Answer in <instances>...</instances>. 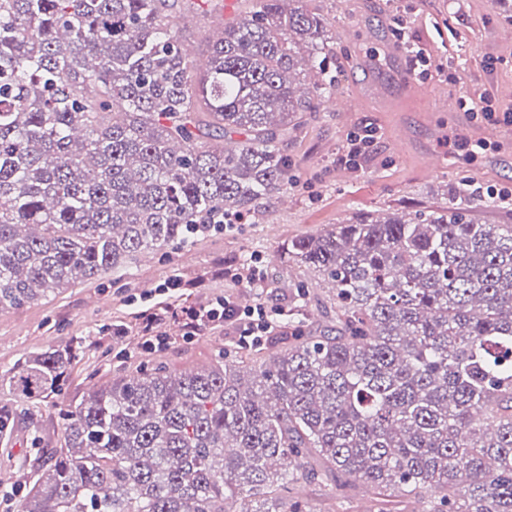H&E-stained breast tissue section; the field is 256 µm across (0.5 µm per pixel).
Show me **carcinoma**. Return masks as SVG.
<instances>
[{"instance_id":"obj_1","label":"carcinoma","mask_w":512,"mask_h":512,"mask_svg":"<svg viewBox=\"0 0 512 512\" xmlns=\"http://www.w3.org/2000/svg\"><path fill=\"white\" fill-rule=\"evenodd\" d=\"M182 0H0V311L250 213L333 91L308 0H251L197 69ZM212 135L222 143L201 145ZM335 322L180 374L119 375L64 415L21 512H512V224L470 208L359 214L288 241ZM75 353L0 384L39 403Z\"/></svg>"}]
</instances>
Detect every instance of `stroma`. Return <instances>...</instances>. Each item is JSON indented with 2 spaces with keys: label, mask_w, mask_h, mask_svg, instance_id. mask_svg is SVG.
<instances>
[{
  "label": "stroma",
  "mask_w": 512,
  "mask_h": 512,
  "mask_svg": "<svg viewBox=\"0 0 512 512\" xmlns=\"http://www.w3.org/2000/svg\"><path fill=\"white\" fill-rule=\"evenodd\" d=\"M325 23L331 50L335 92L352 100L339 112L325 105L305 113L285 142L289 180L264 199L258 213L227 229L168 247L165 256L140 254L128 269L77 284L45 299L0 312V375L26 356L47 349H74L76 357L59 393L47 402L24 405L0 390V407L16 419L10 438H0V512H17L28 490L30 473L20 463L39 435L45 448L59 447L61 414L116 373L159 365L180 373L210 365L218 354L238 356V328L227 323L192 339L170 335L166 347H140L139 315L151 306L177 310L203 306L227 296L244 305L264 300L276 312L275 323H288L296 283L316 286L317 274L289 262L283 253L292 239L317 235L358 213L373 216L415 213L447 205L451 194L466 188L475 214L489 224H512V139L487 141L475 153L459 149L466 127H485L480 118L456 125L449 115L432 117L442 96L486 93L512 108V0H310ZM243 0H224L218 13L186 8L177 27L182 43L197 60H206L225 18L241 14ZM411 40L432 58L414 67L410 55L390 49ZM409 72L421 87L418 99L402 94L400 74ZM379 131V144L360 166L347 168L339 157L346 137L365 125ZM434 151L447 156L439 173L426 174L422 157ZM260 262L268 274L254 288L218 276L220 268ZM180 281V290L162 285ZM125 334L116 338L113 326Z\"/></svg>",
  "instance_id": "1"
}]
</instances>
